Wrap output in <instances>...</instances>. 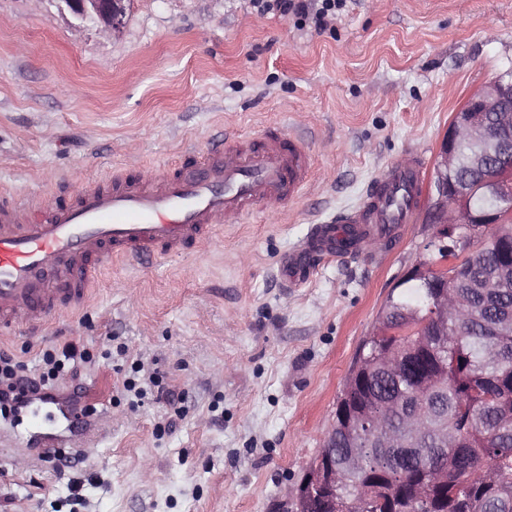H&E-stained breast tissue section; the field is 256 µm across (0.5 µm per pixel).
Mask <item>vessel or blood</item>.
I'll use <instances>...</instances> for the list:
<instances>
[{
	"mask_svg": "<svg viewBox=\"0 0 512 512\" xmlns=\"http://www.w3.org/2000/svg\"><path fill=\"white\" fill-rule=\"evenodd\" d=\"M309 167L304 143L272 128L256 138L220 142L171 170L119 173L85 184L51 207L35 196L0 201V335L80 310L95 277L113 261L142 266L209 238L225 217L240 219L296 199ZM422 176L411 161L388 165L362 206L311 225L282 257L283 284L335 248L337 225L350 227L361 247L389 242L396 225L414 221Z\"/></svg>",
	"mask_w": 512,
	"mask_h": 512,
	"instance_id": "b4317fda",
	"label": "vessel or blood"
}]
</instances>
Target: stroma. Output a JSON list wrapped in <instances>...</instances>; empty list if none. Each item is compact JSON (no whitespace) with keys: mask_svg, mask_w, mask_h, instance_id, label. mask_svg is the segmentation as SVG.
Listing matches in <instances>:
<instances>
[{"mask_svg":"<svg viewBox=\"0 0 512 512\" xmlns=\"http://www.w3.org/2000/svg\"><path fill=\"white\" fill-rule=\"evenodd\" d=\"M512 67V0H346L323 29L252 0H130L120 33L74 27L56 0H0V192L55 198L186 148L279 127L311 155L301 197L216 228L187 255L98 275L84 309L0 337L98 422L69 476L0 417V512H283L323 447L363 340L433 232L430 199L381 263L324 255L276 287L307 233L409 152L434 161L466 99ZM179 393L171 405L157 387Z\"/></svg>","mask_w":512,"mask_h":512,"instance_id":"1","label":"stroma"}]
</instances>
